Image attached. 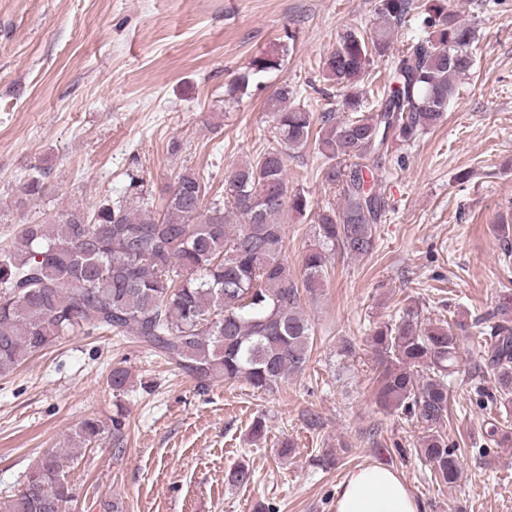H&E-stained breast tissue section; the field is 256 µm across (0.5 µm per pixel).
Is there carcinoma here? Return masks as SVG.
Instances as JSON below:
<instances>
[{"instance_id": "1", "label": "carcinoma", "mask_w": 512, "mask_h": 512, "mask_svg": "<svg viewBox=\"0 0 512 512\" xmlns=\"http://www.w3.org/2000/svg\"><path fill=\"white\" fill-rule=\"evenodd\" d=\"M377 13L379 25L344 31L323 63L326 79L344 90L347 116L295 107L292 91L280 88L268 100L271 145L228 172L226 196L206 200L200 175L186 167L158 217L135 191L128 201H107L92 212L71 208L49 224H22L0 249V376L88 329L165 357L202 387L242 381L266 392L304 371L314 331L301 314L302 300L324 288L328 252L362 258L376 247L385 201L376 189L375 163L442 122L455 80L473 65L475 27L448 11V0H378ZM412 16L419 33L403 45L369 107L359 83ZM286 56L288 44L281 41L254 57L229 94H245L251 76L278 69ZM308 147L325 159V182L337 188L342 207L317 213L299 276L288 261L285 224L290 211L305 215L309 200L288 186L285 156ZM20 192L22 205L44 197L45 175L30 177ZM234 216L241 223H233ZM485 322L489 339L480 346V361L496 385L491 394L477 393L489 409L512 408V289ZM466 328L461 318L422 317L411 301L399 320L374 327L368 341L376 404L422 429L416 452L434 479L450 486L460 478L461 461L445 431L448 377L469 338ZM131 383L128 368L112 367L107 384L113 397ZM114 406L110 415L80 421L73 433L77 447L122 445L125 407ZM491 444L512 446V428L494 417L479 446ZM73 463L70 451H47L6 512H68L77 501L66 478Z\"/></svg>"}]
</instances>
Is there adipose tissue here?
<instances>
[{
  "instance_id": "obj_1",
  "label": "adipose tissue",
  "mask_w": 512,
  "mask_h": 512,
  "mask_svg": "<svg viewBox=\"0 0 512 512\" xmlns=\"http://www.w3.org/2000/svg\"><path fill=\"white\" fill-rule=\"evenodd\" d=\"M336 512H419L402 479L381 466L350 472L336 499Z\"/></svg>"
}]
</instances>
